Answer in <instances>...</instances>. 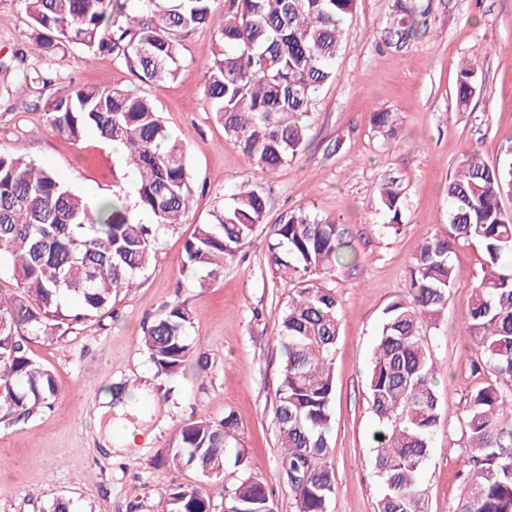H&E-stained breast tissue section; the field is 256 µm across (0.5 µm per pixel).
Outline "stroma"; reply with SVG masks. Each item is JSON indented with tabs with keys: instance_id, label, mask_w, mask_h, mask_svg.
<instances>
[{
	"instance_id": "1",
	"label": "stroma",
	"mask_w": 512,
	"mask_h": 512,
	"mask_svg": "<svg viewBox=\"0 0 512 512\" xmlns=\"http://www.w3.org/2000/svg\"><path fill=\"white\" fill-rule=\"evenodd\" d=\"M394 0H357L345 24L336 77L319 97L308 146L295 161L269 173L245 164L203 95L212 33L224 24L228 4L216 0L207 27L191 33L175 79L146 85L108 56L70 50L48 60L29 55L30 67L49 73L47 88L15 95L0 73V150L21 149L79 194L94 188L136 202L134 178L122 156L97 135L72 142L47 123L48 97L105 78L151 98L170 132L186 144L194 204L181 224L158 236L156 258L137 288L122 293L110 314L77 326L61 341L30 337L33 356L51 369L58 395L49 409L13 423L0 421V512H48L57 498L72 512H156L170 484H201L196 470L159 477L153 462L169 438L201 416L234 413L247 462H226L212 493L213 512L245 473L262 478L275 512H297L279 463L275 391L282 354L275 340L281 308L292 284L266 264L271 226L281 215L305 211L341 218L358 254L356 266L337 271L340 300L336 344V398L331 451L336 491L328 512H376L380 483L372 466L373 418L367 404L369 364L387 304L403 294L417 244L448 227V177L471 158L494 163L512 156V0H421L418 32L403 47L381 34ZM34 25L22 0H0V55L31 47ZM478 61L477 91L458 109L455 91L462 60ZM399 113L395 139L382 141L372 112ZM397 180L402 191L400 233L384 231L378 186ZM263 186L269 210L239 261L222 278L200 286L181 274L184 246L197 225L213 222L232 193ZM460 279L448 309L432 326L431 340L442 422L421 476L425 512H453L468 471L460 421L466 395L487 382L474 372L480 349L468 343L464 311L483 274V253L461 246L452 255ZM185 304L190 336L209 355L206 366L187 362L173 382L159 377L140 346L147 324L168 306ZM146 390V439L115 456L100 442L103 422L94 415L108 389Z\"/></svg>"
}]
</instances>
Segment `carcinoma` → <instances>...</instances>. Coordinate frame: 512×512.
I'll list each match as a JSON object with an SVG mask.
<instances>
[{"instance_id":"cac0c4a2","label":"carcinoma","mask_w":512,"mask_h":512,"mask_svg":"<svg viewBox=\"0 0 512 512\" xmlns=\"http://www.w3.org/2000/svg\"><path fill=\"white\" fill-rule=\"evenodd\" d=\"M37 30L35 49L52 58L69 47L108 55L143 83L177 75L185 37L209 22L215 0H22ZM357 0H232L224 26L213 34L204 95L246 161L266 173L294 160L308 143L310 117L322 88L335 79L344 22ZM417 0H397L384 41L402 47L416 31ZM0 72L21 89L47 87L49 79L26 65L22 51L0 61ZM477 68L459 67L456 105L468 106ZM49 125L78 142L92 130L106 143L124 145L135 176V218L122 198L89 203L48 168L20 150H0V264L11 267L21 295L0 294V419L29 418L51 405L58 388L52 372L31 355L28 337L58 341L75 325L112 311V299L137 285L158 232L182 223L193 188L183 142L168 131L154 103L112 81L76 87L46 101ZM384 140L399 132L398 113L372 112ZM512 193V159H472L448 178V233L414 250L407 291L383 310L367 378L374 416L373 467L380 480L377 512H423L420 476L441 407L423 324L448 308L459 280L454 248L477 245L483 275L465 313L466 338L480 347L477 371L492 376L467 394L462 449L470 464L454 512H512V215L501 197ZM382 228L400 231L401 192L378 189ZM268 194L262 187L231 195L213 224H199L184 247L181 271L216 281L264 223ZM357 261L349 228L336 217L291 213L274 225L266 263L276 278L296 283L280 315L277 342L283 362L275 392L282 473L298 512H327L336 490L329 453L335 398L334 357L340 335V303L325 283L336 268ZM192 317L176 304L145 331L142 347L158 374L174 379L193 356L206 353L189 337ZM233 414L215 422L199 417L177 430L154 465L169 473L194 468L205 480L219 478L238 448ZM383 439H378V436ZM271 495L247 475L224 500V512H270ZM157 512H211L208 489L172 484Z\"/></svg>"}]
</instances>
